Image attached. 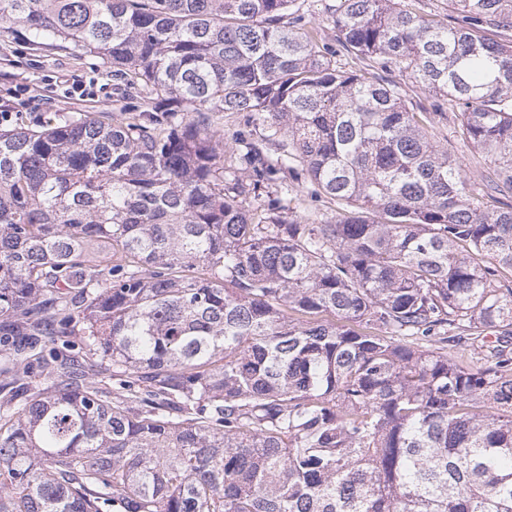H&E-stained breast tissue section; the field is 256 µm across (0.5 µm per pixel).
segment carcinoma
I'll return each mask as SVG.
<instances>
[{
    "mask_svg": "<svg viewBox=\"0 0 512 512\" xmlns=\"http://www.w3.org/2000/svg\"><path fill=\"white\" fill-rule=\"evenodd\" d=\"M292 2L0 0V35L151 106L0 128V324L55 375H12L0 512H512V0H340L348 67ZM380 68L459 109L479 185ZM212 112L285 140L243 143L238 175ZM279 172L336 220L287 213Z\"/></svg>",
    "mask_w": 512,
    "mask_h": 512,
    "instance_id": "cac0c4a2",
    "label": "carcinoma"
}]
</instances>
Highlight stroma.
Here are the masks:
<instances>
[{
  "mask_svg": "<svg viewBox=\"0 0 512 512\" xmlns=\"http://www.w3.org/2000/svg\"><path fill=\"white\" fill-rule=\"evenodd\" d=\"M335 2L294 0L291 10L301 16L305 29L317 32L321 43L328 47L332 61L343 64L348 62L349 56L338 46L336 31L331 23L329 7ZM388 78L402 86L407 100L414 106L444 113V120L437 122L431 131L432 139L471 165L476 151L458 140L454 121L446 117L451 110L447 100L429 93L405 74L395 71L389 73ZM73 79L99 85L101 92L98 98L84 101L64 98L59 84ZM111 83L112 68L101 59L81 52L37 57L19 40H0V109L24 113L31 128H38L44 115L50 112L62 116L101 113L107 120L115 122L138 114L139 98L116 97L110 90ZM480 173V168L471 165L472 181H479Z\"/></svg>",
  "mask_w": 512,
  "mask_h": 512,
  "instance_id": "stroma-1",
  "label": "stroma"
}]
</instances>
